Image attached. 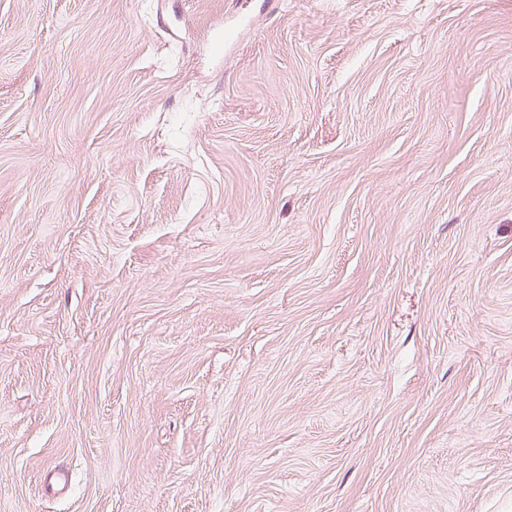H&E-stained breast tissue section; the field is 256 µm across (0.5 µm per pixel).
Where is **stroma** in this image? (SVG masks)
Returning a JSON list of instances; mask_svg holds the SVG:
<instances>
[{
	"label": "stroma",
	"instance_id": "obj_1",
	"mask_svg": "<svg viewBox=\"0 0 512 512\" xmlns=\"http://www.w3.org/2000/svg\"><path fill=\"white\" fill-rule=\"evenodd\" d=\"M0 512H512V0H0Z\"/></svg>",
	"mask_w": 512,
	"mask_h": 512
}]
</instances>
